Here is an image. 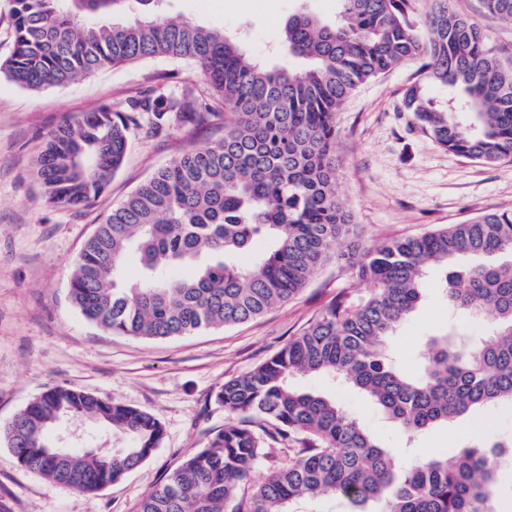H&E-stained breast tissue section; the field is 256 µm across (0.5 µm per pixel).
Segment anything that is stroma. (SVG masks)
<instances>
[{"label":"stroma","instance_id":"1","mask_svg":"<svg viewBox=\"0 0 512 512\" xmlns=\"http://www.w3.org/2000/svg\"><path fill=\"white\" fill-rule=\"evenodd\" d=\"M474 18L499 52L512 55V24L484 14L479 0H452ZM306 9L332 23L338 0H167L168 15L224 29L267 67L286 65L279 33L288 15ZM416 67L400 65L361 86L337 117L339 194L360 243L417 235L459 224L480 212L512 208V162L484 164L442 149L417 132L402 112ZM187 62L162 59L97 71L65 87L23 88L0 77V422L11 419L47 387L66 385L145 410L164 437L120 483L94 493L55 484L22 466L0 444V512H135L142 495L183 459L205 448L230 417L216 395L225 380L252 370L280 350L342 289L364 284L344 264L319 268L294 299L250 322L162 341L112 334L73 304L70 280L87 239L104 216L141 182L182 151L220 138L222 121L190 132L149 136L132 130L121 170L85 209L47 202L34 159L66 119L165 86L202 87ZM440 271L426 269L424 298L392 336L389 354L408 374L432 336L449 329L467 339L485 334L487 319L451 308ZM296 388L336 401L383 446L412 457L452 458L481 436L512 439V405L478 410L419 437L395 424L343 378L307 374Z\"/></svg>","mask_w":512,"mask_h":512}]
</instances>
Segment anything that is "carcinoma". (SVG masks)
Masks as SVG:
<instances>
[{
    "label": "carcinoma",
    "mask_w": 512,
    "mask_h": 512,
    "mask_svg": "<svg viewBox=\"0 0 512 512\" xmlns=\"http://www.w3.org/2000/svg\"><path fill=\"white\" fill-rule=\"evenodd\" d=\"M340 2L333 24L302 10L288 15L282 48L306 64L269 69L222 29L162 16L156 0H12L13 44L0 76L21 87L65 85L153 58L193 63L208 86L205 97L185 87L65 121L35 162L50 203L87 206L101 196L133 128L156 134L224 120L222 139L173 158L88 239L70 288L86 320L149 341L231 327L295 297L331 259L368 285L363 295L336 294L275 355L225 381L217 398L234 419L147 491L136 512H299V503L329 493L353 512L371 501L383 503L379 512H499V461L512 442L406 464L334 400L292 384L297 373L337 374L411 433L512 401V209L364 247L340 201L334 157L343 103L412 62L418 81L402 111L414 128L467 159L511 160L512 57L502 58L449 0H433L421 28L412 0ZM481 3L512 21V0ZM433 87L448 89V100ZM341 239L349 249L338 254ZM462 255L506 259L460 266ZM132 262L140 278L129 283L123 272ZM430 263L442 269L448 305L484 315L492 329L475 342L448 332L431 338L410 376L390 362L387 344L419 306ZM182 267L192 272L167 274ZM72 414L98 420L123 446L50 453ZM162 438L149 413L66 386L0 423V443L23 466L80 492L121 481ZM270 439L295 444L288 464L246 484Z\"/></svg>",
    "instance_id": "carcinoma-1"
}]
</instances>
